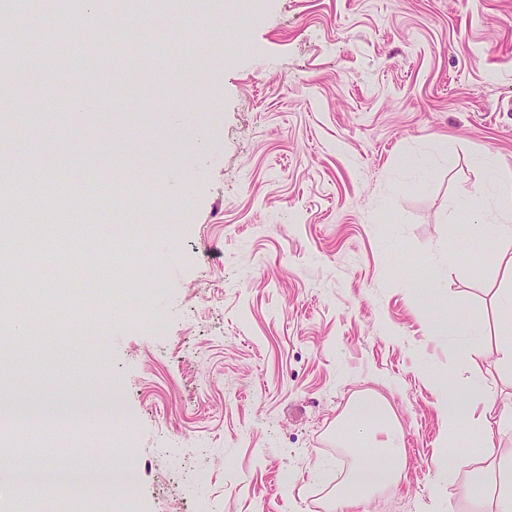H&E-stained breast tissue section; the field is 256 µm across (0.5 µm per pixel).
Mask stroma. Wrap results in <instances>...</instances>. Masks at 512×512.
<instances>
[{"instance_id": "obj_1", "label": "stroma", "mask_w": 512, "mask_h": 512, "mask_svg": "<svg viewBox=\"0 0 512 512\" xmlns=\"http://www.w3.org/2000/svg\"><path fill=\"white\" fill-rule=\"evenodd\" d=\"M187 38L191 68L142 74L102 49L90 80L36 59L17 81L0 156L16 171L57 158L81 190L55 223L95 225L121 262L92 314L49 304L34 333L0 317V396L96 417L103 437L41 436L91 490L121 485L106 447L136 417L138 512H331L354 463L338 426L375 396L407 470L365 512H474L464 472L443 467L457 447L437 402L450 385L512 401L497 350L512 244L459 246L465 195L512 177V0H225ZM67 82L101 108L73 115ZM138 180L150 207L127 200ZM101 184L117 206L87 209ZM158 257L163 322L147 326L125 288ZM92 265L0 271V290L49 294ZM428 273L442 282L430 299L415 288Z\"/></svg>"}]
</instances>
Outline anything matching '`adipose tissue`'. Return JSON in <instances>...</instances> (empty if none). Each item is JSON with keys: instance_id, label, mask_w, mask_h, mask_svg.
<instances>
[{"instance_id": "obj_1", "label": "adipose tissue", "mask_w": 512, "mask_h": 512, "mask_svg": "<svg viewBox=\"0 0 512 512\" xmlns=\"http://www.w3.org/2000/svg\"><path fill=\"white\" fill-rule=\"evenodd\" d=\"M463 204L478 211L482 219L474 228L476 236L491 245L504 237L512 239L511 179L498 178L477 187L466 194ZM439 408L451 437L462 440L465 447L480 449L484 460L483 465L472 466L466 456L452 455L446 462L448 469L466 467V490L477 504L483 502L489 484H496L500 512H512V455L503 456L498 445L499 435L512 430V404H501L492 424L478 412L476 398L463 397L453 389L441 400ZM344 432L353 444L370 450L368 456L355 462L352 474L346 478V489L336 493L337 512H357L363 490L403 478L405 459L400 451L399 431L377 403H355Z\"/></svg>"}]
</instances>
